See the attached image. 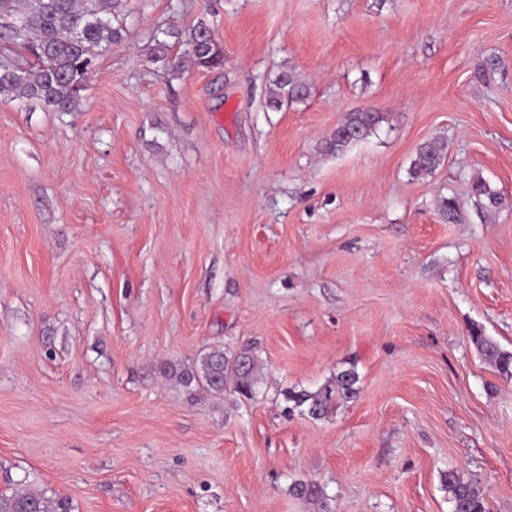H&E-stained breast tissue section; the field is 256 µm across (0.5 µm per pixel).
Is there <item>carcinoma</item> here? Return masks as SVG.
Here are the masks:
<instances>
[{
    "instance_id": "obj_1",
    "label": "carcinoma",
    "mask_w": 512,
    "mask_h": 512,
    "mask_svg": "<svg viewBox=\"0 0 512 512\" xmlns=\"http://www.w3.org/2000/svg\"><path fill=\"white\" fill-rule=\"evenodd\" d=\"M125 0H0V21L14 20L16 30L0 29V98L26 100L53 112H74L81 98L82 85L92 72L93 64L128 34ZM70 30L73 38L62 33ZM188 54L195 65L214 68L223 64L224 56L210 29L199 23L187 38ZM307 86L291 71L281 72L270 91L269 105L277 107L284 98L301 100ZM379 122L375 112L351 113L346 122L325 141L326 153H338L371 133ZM445 144L435 138L422 144L413 160L414 176H426L440 165ZM471 194L480 209L500 208L504 200L480 178L471 184ZM485 359L499 372L512 376V352H507L477 334L473 336ZM260 369L257 358L247 348L229 357L222 349L206 353L200 368L168 367L165 374L182 386H197L215 394L224 393L228 381L234 392L250 399L257 394ZM360 378L353 368L338 372L314 391L288 393V413L299 411L321 418L336 407V401H348L360 391ZM444 487L451 495L453 512H487L480 483L465 479L455 470L442 475ZM292 495L315 506L316 512H330L331 496L316 480H296ZM0 512H70L67 499L49 495L33 485L21 491L0 492Z\"/></svg>"
}]
</instances>
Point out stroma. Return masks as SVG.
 I'll list each match as a JSON object with an SVG mask.
<instances>
[{
	"label": "stroma",
	"mask_w": 512,
	"mask_h": 512,
	"mask_svg": "<svg viewBox=\"0 0 512 512\" xmlns=\"http://www.w3.org/2000/svg\"><path fill=\"white\" fill-rule=\"evenodd\" d=\"M128 8L77 111L0 99V489L28 477L72 512H315L289 491L314 479L332 512H452L453 469L512 512V377L471 339L512 352V0ZM200 23L223 66L187 57ZM288 69L309 94L270 108ZM367 109L374 131L324 153ZM435 137L444 161L414 177ZM217 346L256 352L254 399L164 377ZM351 367L356 398L284 414L286 390ZM471 194L476 199L478 207L483 210H494L500 208L504 200L501 195L492 191L489 186L480 178H475L471 184Z\"/></svg>",
	"instance_id": "35a3bbf8"
}]
</instances>
